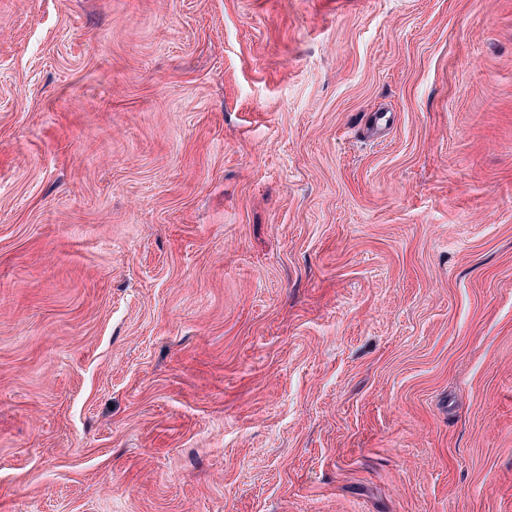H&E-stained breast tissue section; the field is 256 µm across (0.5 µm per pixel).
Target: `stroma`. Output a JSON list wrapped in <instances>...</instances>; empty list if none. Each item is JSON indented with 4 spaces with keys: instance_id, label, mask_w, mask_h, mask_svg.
Segmentation results:
<instances>
[{
    "instance_id": "stroma-1",
    "label": "stroma",
    "mask_w": 512,
    "mask_h": 512,
    "mask_svg": "<svg viewBox=\"0 0 512 512\" xmlns=\"http://www.w3.org/2000/svg\"><path fill=\"white\" fill-rule=\"evenodd\" d=\"M0 512H512V0H0Z\"/></svg>"
}]
</instances>
